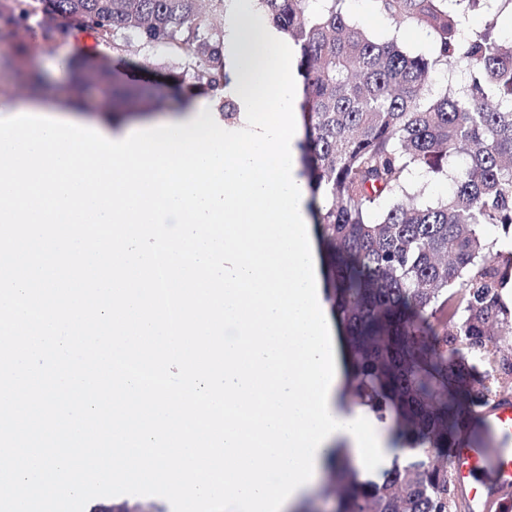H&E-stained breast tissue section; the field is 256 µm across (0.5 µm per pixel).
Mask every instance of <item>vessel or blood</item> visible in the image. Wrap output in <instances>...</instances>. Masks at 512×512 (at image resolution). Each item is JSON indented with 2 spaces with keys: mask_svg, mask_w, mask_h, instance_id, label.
Here are the masks:
<instances>
[{
  "mask_svg": "<svg viewBox=\"0 0 512 512\" xmlns=\"http://www.w3.org/2000/svg\"><path fill=\"white\" fill-rule=\"evenodd\" d=\"M457 483L471 512H498L512 499V399L488 412L455 452Z\"/></svg>",
  "mask_w": 512,
  "mask_h": 512,
  "instance_id": "vessel-or-blood-1",
  "label": "vessel or blood"
}]
</instances>
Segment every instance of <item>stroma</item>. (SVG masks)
<instances>
[{"label": "stroma", "mask_w": 512, "mask_h": 512, "mask_svg": "<svg viewBox=\"0 0 512 512\" xmlns=\"http://www.w3.org/2000/svg\"><path fill=\"white\" fill-rule=\"evenodd\" d=\"M344 10L349 18L372 36L381 39H397L400 46L413 54H431L435 51L432 33L425 28L396 26L385 15L379 13L372 0H345ZM465 32L483 30L494 25L500 40L512 39V0H480L476 6L466 8ZM92 57L108 62L115 78L135 80L139 90V106L146 112H169L181 104V97L175 96L164 80L157 76L133 70L132 65L145 57H152L155 63H163L162 55H150L147 49L134 46L124 58L112 55L111 47L88 40L86 43ZM76 52L69 39L63 38L50 48L37 51L25 62L26 69L39 73L43 79L42 94L45 104L61 103L72 95V75L66 59L75 57ZM85 512H172L169 502L155 496L125 495L96 498L90 501Z\"/></svg>", "instance_id": "35a3bbf8"}]
</instances>
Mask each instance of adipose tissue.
Listing matches in <instances>:
<instances>
[{
  "label": "adipose tissue",
  "mask_w": 512,
  "mask_h": 512,
  "mask_svg": "<svg viewBox=\"0 0 512 512\" xmlns=\"http://www.w3.org/2000/svg\"><path fill=\"white\" fill-rule=\"evenodd\" d=\"M256 0H233L224 29V70L227 80L233 86H241L251 67L257 64L261 53L262 23L256 18ZM57 118L97 127L109 138L121 139L130 130L152 126L149 118L125 119L113 121L108 112H85L79 106L72 105L58 110Z\"/></svg>",
  "instance_id": "1"
}]
</instances>
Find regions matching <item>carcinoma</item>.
<instances>
[{"label": "carcinoma", "instance_id": "cac0c4a2", "mask_svg": "<svg viewBox=\"0 0 512 512\" xmlns=\"http://www.w3.org/2000/svg\"><path fill=\"white\" fill-rule=\"evenodd\" d=\"M0 0V62L52 46L65 21L112 46L161 48L175 92L203 93L230 122L224 85V2L208 0ZM299 46L302 162L321 204L311 211L323 249L326 299L347 339L345 404L392 422L405 452L377 480H356L347 458L331 465L334 512H469L452 450L468 424L512 395V46L491 28L462 37L447 0H372L398 22L433 34L432 56L411 55L355 24L345 0H257ZM461 68L460 95L433 93L429 73ZM78 85L101 87L118 111L135 91L110 70L75 66ZM450 179L422 206L409 171ZM389 197L392 203H385Z\"/></svg>", "mask_w": 512, "mask_h": 512}]
</instances>
